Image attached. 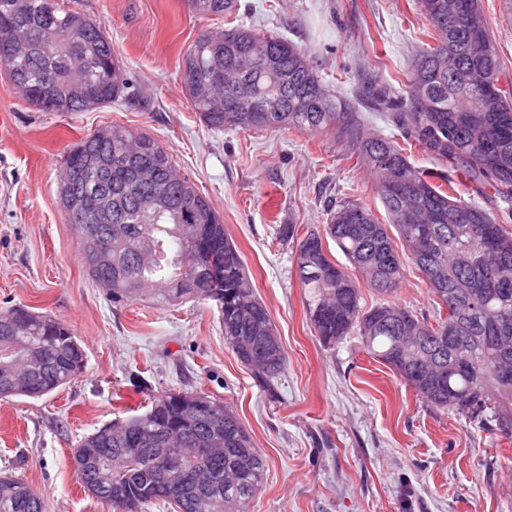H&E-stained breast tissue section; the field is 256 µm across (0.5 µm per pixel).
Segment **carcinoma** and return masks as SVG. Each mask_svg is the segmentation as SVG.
<instances>
[{
    "label": "carcinoma",
    "instance_id": "carcinoma-1",
    "mask_svg": "<svg viewBox=\"0 0 512 512\" xmlns=\"http://www.w3.org/2000/svg\"><path fill=\"white\" fill-rule=\"evenodd\" d=\"M202 16L221 17L234 0H204ZM434 27L435 44L421 43L409 63L404 92L369 91L374 107L385 114L403 141L366 129L360 116L324 83L299 46L273 34L238 24L218 35L201 34L185 52L182 83L200 120L214 130L293 129L309 134L331 132L374 174L389 219L381 223L362 203L346 199L331 209L324 228L299 236L297 225L281 224L277 239L292 245L310 320L320 339L340 340L357 331L366 351L403 378L428 403L472 422L492 419L504 435L512 433V382L495 375L498 353H512L509 337L497 336L495 324L512 326V82L501 81L498 56L479 0H418ZM29 34L25 55L3 59L10 78L32 91L29 102L40 111L37 94L55 87L66 99L64 111H84L86 94L104 104L133 100V90L112 42L91 16L58 7L57 0H0V26ZM224 86L214 84L213 65ZM244 91L265 102L260 112H226L222 100ZM106 137L91 135L75 143L64 163L75 172L69 194L82 206L68 212L81 240L93 239L109 251L112 263L92 267L86 247L81 258L95 283L106 282L112 301L135 300L151 290L160 304L211 301L222 312L224 337L237 359L260 385L269 387L285 366L282 345L266 307L254 295L241 254L224 232V221L207 197L178 175L171 157L146 132L114 124ZM428 154L435 168L411 162L413 148ZM460 184L484 199L465 202L435 179ZM164 187L183 201L188 213L156 211L151 199ZM112 199V225L93 221L100 197ZM481 224L491 250L472 234ZM398 238H393L392 233ZM429 249L420 252L423 238ZM332 240L350 266L378 294L396 292L408 259L424 274L435 298V322L412 309L385 301L361 305L360 289L346 268L330 258ZM161 243L157 256L144 250ZM406 251H399V247ZM483 292L474 313L467 293ZM459 321L456 355L460 369L437 381L428 373L448 360L440 348L439 329ZM44 358L27 385L6 398L40 399L69 384L82 372L86 355L63 324L25 306L0 310V394L10 364L23 355ZM189 393L168 392L126 419L128 436L116 440L106 427L80 440L88 452L77 475L85 491L123 512L122 502L138 509L154 503L172 506L168 486L137 451L142 427L179 425L160 447L182 452L186 468L201 481L187 482L179 512H250L267 472L265 458L253 448L236 415L224 408L215 419L183 420L176 402ZM224 446L206 451L212 432ZM0 512H46L43 499L21 478L0 476Z\"/></svg>",
    "mask_w": 512,
    "mask_h": 512
}]
</instances>
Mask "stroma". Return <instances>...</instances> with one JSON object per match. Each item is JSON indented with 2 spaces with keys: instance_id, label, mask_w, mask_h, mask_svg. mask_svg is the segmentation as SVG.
Instances as JSON below:
<instances>
[{
  "instance_id": "stroma-1",
  "label": "stroma",
  "mask_w": 512,
  "mask_h": 512,
  "mask_svg": "<svg viewBox=\"0 0 512 512\" xmlns=\"http://www.w3.org/2000/svg\"><path fill=\"white\" fill-rule=\"evenodd\" d=\"M57 2L100 21L145 104L42 112L0 65V310L51 315L87 354L84 372L51 395L0 399V473L21 475L47 512H113L80 484L79 441L154 397L201 392L233 411L267 461L251 512H512V437L431 406L358 334L327 344L310 321L276 227H323L346 197L386 220L370 170L329 135L209 129L180 80L198 35L244 23L305 48L366 128L397 136L362 90L404 88L406 62L431 30L417 0H236L224 17L199 16L188 0ZM481 4L512 81V0ZM112 124L153 135L223 218L286 356L272 388L237 359L212 304L115 303L88 277L58 183L71 145ZM392 300L434 314L413 265Z\"/></svg>"
}]
</instances>
